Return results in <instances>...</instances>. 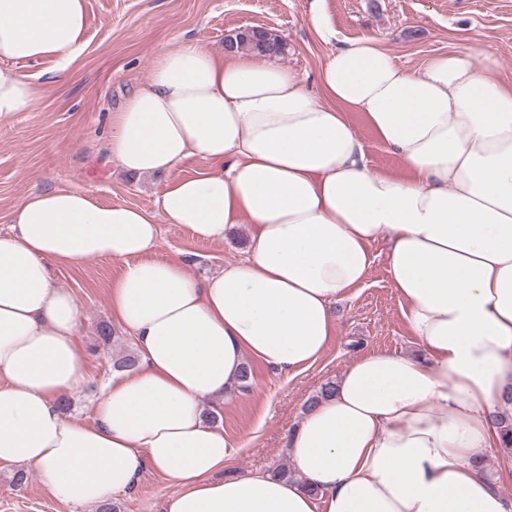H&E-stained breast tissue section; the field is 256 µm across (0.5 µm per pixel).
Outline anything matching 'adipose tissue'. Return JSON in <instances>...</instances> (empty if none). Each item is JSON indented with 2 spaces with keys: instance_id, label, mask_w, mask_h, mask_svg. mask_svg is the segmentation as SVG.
Returning <instances> with one entry per match:
<instances>
[{
  "instance_id": "obj_1",
  "label": "adipose tissue",
  "mask_w": 512,
  "mask_h": 512,
  "mask_svg": "<svg viewBox=\"0 0 512 512\" xmlns=\"http://www.w3.org/2000/svg\"><path fill=\"white\" fill-rule=\"evenodd\" d=\"M86 27L85 0H0V114L40 96L20 64L65 73ZM318 83L189 42L112 113L108 157L125 173L210 161L166 183L170 223L211 242L246 225L244 257L204 280L152 258L144 208L79 188L22 201L0 234V468L37 472L74 507L149 469L178 487L164 512H512L481 464L493 415L512 409V83L477 43L414 72L373 37L331 51ZM352 112L404 176L370 169ZM381 238L418 352L344 368L285 436L295 477L220 478L237 446L204 403L237 391L247 359L291 376L316 363ZM98 258L121 265L110 312L140 366L102 386L85 424L60 406L86 370L78 304L51 269Z\"/></svg>"
}]
</instances>
